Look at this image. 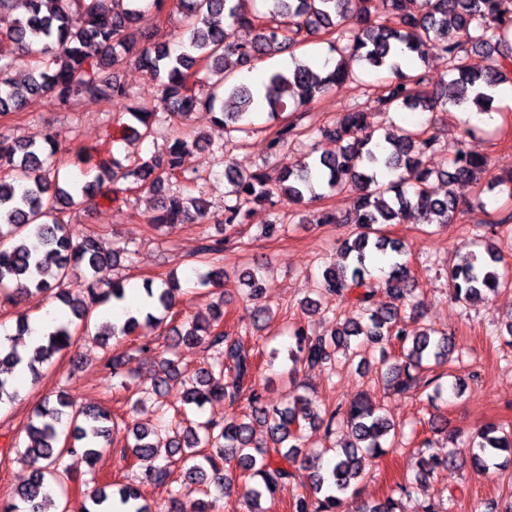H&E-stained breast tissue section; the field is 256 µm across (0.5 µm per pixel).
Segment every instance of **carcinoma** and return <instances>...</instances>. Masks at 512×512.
<instances>
[{"label": "carcinoma", "mask_w": 512, "mask_h": 512, "mask_svg": "<svg viewBox=\"0 0 512 512\" xmlns=\"http://www.w3.org/2000/svg\"><path fill=\"white\" fill-rule=\"evenodd\" d=\"M261 9L245 10V0H174L186 35V50L174 55L167 46L149 44L140 36L135 23L141 11H117L107 0H0L1 12H15L11 30L0 38V116L24 112L34 99L50 97L60 104L84 96L106 103L130 99L116 71L133 63L145 71L161 92L164 114L175 124H184L199 108L212 115V122L226 132H249L252 119L267 113L277 120L288 112L294 119L283 124L268 142L270 153L277 154L297 135L298 121L306 106L322 94L355 77L351 63L366 69L382 70L393 76L385 90L373 100L377 112L406 109L446 112L449 109L485 111L493 100L490 91L512 84V0H424L413 10L414 0H385L383 16L371 15L369 0H260ZM248 31V37L228 41L223 19ZM328 36L329 53L338 56L330 70L316 71L295 62L288 71H273L261 79L263 98L251 85L235 80L236 74L252 71L255 62L307 42L314 35ZM437 50L449 63L451 79L442 92L420 89L421 74L408 75L402 62H426ZM36 55L27 83L12 80L10 73L19 57ZM202 83L208 93L196 94L193 84ZM127 114L149 137L161 122L158 111L127 107ZM312 133L333 144L331 150L296 167L287 166L272 178L263 171L248 175L224 168L227 195L234 202L224 205L226 235L203 237L199 254L202 266L193 269L201 285L224 284V243L228 232L247 222L249 205L272 208L286 202L301 204L305 198L319 196L317 190L359 191L354 213L344 220L353 225L336 261L322 273L324 301L336 300L356 308L357 317L337 322L329 336L313 335L304 325H293L288 347L290 388L278 406L261 400L256 383V355L245 346L243 337L224 331V302L211 306L206 315H196L170 328V351L179 345L199 346L206 352L204 366L186 374L163 357L158 363L151 389L130 401L137 412L150 400L162 413L169 411L172 382L181 388L176 393V414L186 408L200 413L205 408L247 401L243 413L226 412L191 420L187 425L170 419L171 432L166 462L159 463L158 448L151 441L156 430L137 423L120 427L116 418L103 408L76 407L64 395L56 396L33 410L24 427L21 456L32 466L28 482L15 492L0 512H46L50 492L59 485V467L64 459L69 466L93 467L102 443L124 430L123 451L130 455L145 479L170 487L171 512H214L216 502L232 487L241 491L247 512H268L266 502H274L291 489L289 512H344L349 491L366 475L367 469L395 449L396 427L386 410L370 396L360 395L347 404L319 415L312 400L300 392L296 375L304 368L334 369L338 356L360 357L362 349L380 347L382 376L396 392H415L421 373L448 361L454 350L452 337L431 327L417 324L418 305L413 297L411 270L401 241L382 234L383 224H401L410 215L422 225L446 224L459 207L453 186L476 182L487 170V160L461 148L447 166L431 168L428 154L435 151V136L425 129H404L380 139L367 123V113L346 108L335 123ZM203 139L175 134L161 154L125 164L120 159L97 155L91 181L82 177L60 183L47 166L56 151V135L48 134L36 144L0 135V237L11 245L0 250V296L7 301L55 292V298L70 317L47 331L23 361L15 346L0 347V404L19 398L14 370L21 364L36 376L35 363H44L66 349L77 332L104 344L121 336L141 340L147 350L152 331L167 322L175 305L179 283L169 275L159 284L147 280L154 311L139 319L128 308L118 321H94V310L110 302H122L126 295L123 280L105 282L98 277L106 267L120 265V255L105 249L94 233L76 235L60 214L77 204L78 199L147 188L168 191L157 213L150 217L154 226L194 223L207 217L204 202L182 196L174 184L185 178L183 157L201 148ZM410 173L413 191L403 187L402 172ZM448 183V195L434 196L428 184L432 178ZM34 237L40 248L33 251L26 241ZM504 257L492 247L481 252L459 253V261L448 271L454 299L462 304L507 286L500 272ZM80 269L84 275V295L73 298L64 283L70 273ZM249 288L252 306L246 308L249 325L260 330L275 313L261 303L263 286L251 272L242 274ZM383 288L390 301L377 305V289ZM410 306L406 312L403 307ZM63 340H57V337ZM397 351L395 362L386 364V349ZM129 349H113L106 368L112 377L124 376ZM262 423L267 439L254 436L253 424ZM350 430L352 440L319 452L307 449L304 432L322 425L325 434L336 425ZM473 455L476 471L498 467L502 453L512 461V431L496 425L481 428ZM453 453L439 454L428 448L418 451V480H427L454 466ZM202 497L189 499L191 486ZM136 485L99 480L84 494L81 512H112L115 504L132 512H149L140 505ZM356 512H397V501L389 495L384 501L362 503Z\"/></svg>", "instance_id": "cac0c4a2"}]
</instances>
